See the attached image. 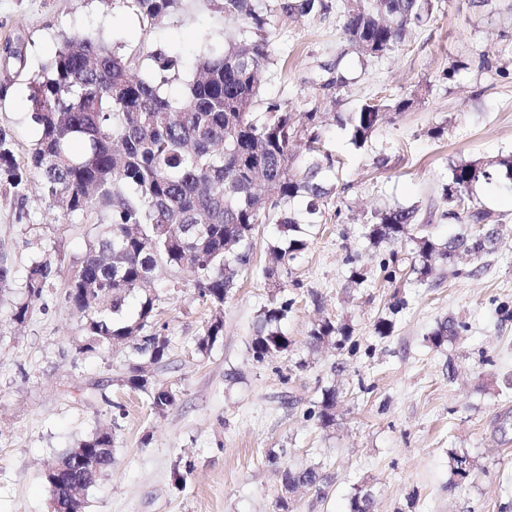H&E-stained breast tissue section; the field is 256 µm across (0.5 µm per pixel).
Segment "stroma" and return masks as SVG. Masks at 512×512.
I'll return each mask as SVG.
<instances>
[{
  "mask_svg": "<svg viewBox=\"0 0 512 512\" xmlns=\"http://www.w3.org/2000/svg\"><path fill=\"white\" fill-rule=\"evenodd\" d=\"M283 0H255L273 54L261 74V102L283 101L294 111H317L320 149L331 155L337 189L323 224L281 286L262 275L276 225L253 241V263L239 273L223 307L224 332L211 352L196 340L212 312L200 301L189 271L160 274L149 292L130 295L125 315L145 296L170 339L155 379L178 393L162 417L144 394L123 383L133 345L82 352L85 320L64 298L61 268L23 325L12 320L16 287L0 295V512H50L44 472L63 452L101 428L114 434L112 468L84 496L83 512H348L357 487L373 492L374 512H512V320L497 310L512 303V192L490 185L472 190V204L502 217L495 253L448 264L437 260L423 279L411 274L412 243L398 247L395 280L379 262L389 246L372 247L363 224L385 206H416L420 223L440 242L458 233L442 197L457 162L512 156V0H437L428 22L391 54L362 57L345 40L337 12L291 15ZM223 0H180L154 24L130 0H0V46L20 41L26 65L0 64V127L25 160L37 135L29 82L55 56L63 36L97 34L123 52L141 53L140 76L158 75L151 54L176 61L177 75L160 91L179 102L199 59L254 38L250 19L225 16ZM454 76H447L450 65ZM338 67L346 86L322 91L326 67ZM413 99L400 117L385 120L364 147L334 118L370 102ZM444 127L433 137V127ZM30 218L18 221V210ZM91 211L62 223L37 190L17 202L0 188V256L17 271L61 243L68 262L81 257ZM366 280L352 285L350 268ZM288 299L280 328L288 351L259 363L249 343L260 310ZM402 302L390 336L374 325ZM453 316L460 336L433 347L429 334ZM348 324L355 354L312 351L310 333L323 318ZM335 388L336 421L321 428L310 410L324 388ZM471 459L469 475H450L449 454ZM321 464L325 493L286 495L283 465ZM185 482H176L175 472Z\"/></svg>",
  "mask_w": 512,
  "mask_h": 512,
  "instance_id": "obj_1",
  "label": "stroma"
}]
</instances>
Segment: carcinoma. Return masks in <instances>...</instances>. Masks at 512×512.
<instances>
[{
  "label": "carcinoma",
  "mask_w": 512,
  "mask_h": 512,
  "mask_svg": "<svg viewBox=\"0 0 512 512\" xmlns=\"http://www.w3.org/2000/svg\"><path fill=\"white\" fill-rule=\"evenodd\" d=\"M143 20L153 24L178 7V0H132ZM288 13H327L322 0L282 4ZM433 0H356L340 14L342 35L361 55L382 58L401 46L410 31L432 16ZM224 13L246 16L256 29L264 20L252 0H224ZM272 54V43L260 35L219 54L206 55L196 77L187 82L182 100L174 105L160 86L136 76L134 54L125 55L101 39L73 34L63 40L46 75L30 82L29 101L38 134L24 161H18L10 134L0 128V187L18 202L27 198L32 177H39L46 200L64 205L67 221L96 208L110 212V221L94 225L84 255L74 261L65 298L86 318L84 352L133 340L146 360L129 363L124 385L147 396L149 412L165 415L175 404L173 388L157 383L151 368L168 355L169 338L162 334L155 300L141 302L136 316L123 313L126 298L146 287L156 272L191 270L197 297L213 309L197 349L207 351L222 338L224 299L234 288L241 269L253 261L252 241L261 224L277 225L280 242L269 249L262 273L275 282L288 275L290 265L307 247L303 226L322 222L333 189L325 176L334 169L331 155L315 147L320 140L317 113L297 115L286 102L267 104L257 112L258 75ZM3 62L24 64L22 47L7 42L0 49ZM413 105L364 104L337 121L350 127L351 141L364 146L381 123L384 112L400 115ZM304 139L309 155L295 165L294 142ZM478 184L512 187V159L498 162L471 159L450 169L442 195L446 215L462 224L457 236L436 241L420 225L415 207H388L364 224V237L375 247L415 244L413 271L428 275L438 255L455 263L465 254L480 260L492 253L499 217L465 205ZM301 201L304 206L290 209ZM59 254L31 264L23 279L24 299L16 303L13 321L26 322L32 305L42 298L58 274ZM15 271L0 258V292L13 287ZM292 302L272 299L257 317L250 342L253 359L262 363L288 350L290 341L279 323ZM466 324L454 317L437 322L430 333L440 348L459 335ZM351 328L325 319L314 327L309 345L325 344L339 351L354 348ZM336 390L322 392L318 408L309 411L327 429L334 422ZM91 449L95 465L73 474L86 490L112 468L114 436L98 430L79 443ZM282 484L301 486L326 495V478L319 467L280 469ZM56 498L54 512H68L82 499L67 487L48 485ZM372 495L356 489L350 512H367Z\"/></svg>",
  "instance_id": "carcinoma-1"
}]
</instances>
